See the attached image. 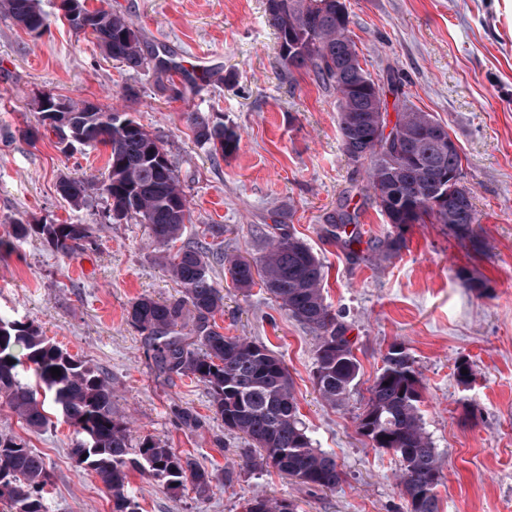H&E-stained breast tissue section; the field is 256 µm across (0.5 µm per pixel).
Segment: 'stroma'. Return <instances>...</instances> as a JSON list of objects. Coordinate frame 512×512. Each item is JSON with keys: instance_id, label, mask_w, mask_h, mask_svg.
<instances>
[{"instance_id": "obj_1", "label": "stroma", "mask_w": 512, "mask_h": 512, "mask_svg": "<svg viewBox=\"0 0 512 512\" xmlns=\"http://www.w3.org/2000/svg\"><path fill=\"white\" fill-rule=\"evenodd\" d=\"M361 63L373 77L394 75L408 103L445 124L461 150L463 183L478 222L470 238L444 224H407L406 246L377 258L393 236L366 195L363 168L344 154L336 95L303 73H288L263 0H88L111 7L139 30L146 49L170 55L192 74L196 92L163 97L146 72L106 58L78 36L57 8L41 0L49 29L23 31L0 13V238L14 223L88 224L93 242L63 256L35 235L0 256V318L28 322L71 355L104 372L113 409L133 441L151 438L234 479L207 500L131 473L128 495L139 512H244L253 491L293 500L298 512H406L399 463L356 431L368 388L393 342L403 343L421 379L424 428L442 461L439 512H512V0H345ZM136 101L122 97L126 86ZM117 108L161 139L183 185L190 220L178 241L205 243V259L224 309L215 320L228 336L266 345L292 380L315 447L345 472L336 489L310 492L272 468L238 470L248 442L225 429L206 387L157 367L146 336L128 319L131 303L181 295L148 225L107 221L110 201L91 194L73 205L58 191L62 176L100 180L104 148L63 152L45 131L29 142L44 92ZM200 112L234 126L239 146L210 158L184 120ZM359 206V240L329 242L322 227L343 202ZM328 270L324 296L355 343L358 383L341 405L325 403L313 372L318 340L278 302L253 287L241 292L224 256L258 260L283 212ZM224 233L204 237L208 225ZM470 271L490 288L481 296L457 278ZM473 369L461 382L455 365ZM198 418L183 427L174 414ZM0 433L22 439L45 459L52 485L46 512H112L92 473L70 456L73 430L58 413L29 430L0 397Z\"/></svg>"}]
</instances>
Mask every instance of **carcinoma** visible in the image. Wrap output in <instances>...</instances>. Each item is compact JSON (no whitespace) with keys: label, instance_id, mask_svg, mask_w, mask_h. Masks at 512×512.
Here are the masks:
<instances>
[{"label":"carcinoma","instance_id":"cac0c4a2","mask_svg":"<svg viewBox=\"0 0 512 512\" xmlns=\"http://www.w3.org/2000/svg\"><path fill=\"white\" fill-rule=\"evenodd\" d=\"M78 6L94 20L90 36L103 53L134 71L153 70L163 94L173 100L183 98L189 85L186 74L177 65L146 54L137 29L125 14L104 7L90 9L86 0H79ZM264 6L288 71H302L336 91L343 151L364 168L373 201L384 219L446 224L452 231L468 230L477 223L466 186L448 191L438 207L428 205L429 193L448 182V174L462 175L460 152L448 150L445 131L417 140L414 157L402 156L422 124L432 122L439 128L442 124L430 113L408 106L399 81L389 78L383 85L362 67L344 0H264ZM0 12L19 25L49 26L39 0H0ZM385 90L394 97L397 111L390 140L378 132L374 107L376 92ZM67 102L70 112L51 124L40 118L38 125L23 131L25 139L30 141L40 128L49 127L62 143L104 146L110 152L105 180L94 183L63 176L59 182L62 195L77 205L90 192L99 191L115 206L116 218L133 215L150 226L160 246L173 244L189 221V210L176 167L159 139L125 112L101 108L89 112L82 100L69 98ZM184 119L205 153L227 156L237 150L240 136L234 127L215 123L200 112H188ZM357 224L358 212L342 204L328 217L325 232L333 239L347 236V244L356 239V232L347 227ZM275 230L258 263L232 257L225 269L237 289L248 291L260 285L315 334L318 392L328 404H341L357 384L360 365L347 328L326 304L325 266L288 225L277 224ZM33 233L61 255L79 252L92 237L87 224L16 223L9 238H0V250H10L12 240ZM166 259L183 288L182 296L167 301L140 297L128 312L131 323L146 334L155 363L190 374L206 386L224 427L243 434L259 450L257 456L246 450L244 467L255 466L259 459L311 491L335 489L343 481V470L334 457L313 446L282 361L245 336H226L220 331L215 316L224 308V295L212 283L202 250L180 248L166 254ZM188 313L192 328L185 334ZM18 349L34 375L32 383L21 376L24 363L15 354ZM52 367L60 369L61 375H53ZM0 396L33 431L50 421L46 400L57 406L63 421L73 428L72 458L111 493L113 512H136L126 494L133 471L171 490L189 483L202 500L213 487L231 481L232 471L207 470L151 438L132 445L127 423L112 410V388L105 374L74 358L30 323L0 318ZM420 402L421 383L414 360L403 344L394 342L369 387L357 430L374 447L399 459V481L408 512H438L441 466L423 427ZM49 482L41 455L24 441L0 434V502L8 503L12 512H45ZM282 502V498L256 493L244 508L245 512H281Z\"/></svg>","mask_w":512,"mask_h":512}]
</instances>
